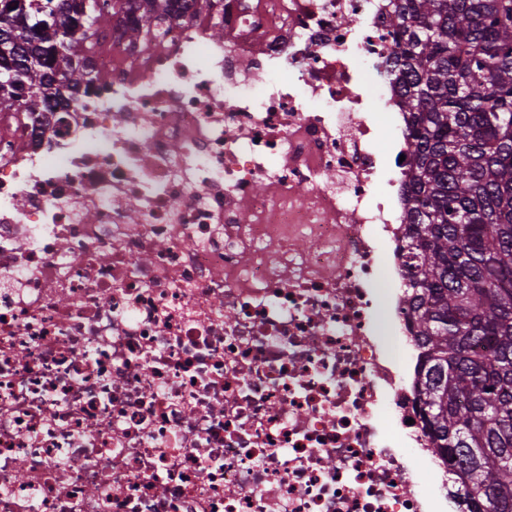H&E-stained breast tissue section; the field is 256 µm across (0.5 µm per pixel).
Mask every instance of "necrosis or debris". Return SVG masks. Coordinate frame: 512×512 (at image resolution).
I'll list each match as a JSON object with an SVG mask.
<instances>
[{
	"label": "necrosis or debris",
	"instance_id": "obj_1",
	"mask_svg": "<svg viewBox=\"0 0 512 512\" xmlns=\"http://www.w3.org/2000/svg\"><path fill=\"white\" fill-rule=\"evenodd\" d=\"M390 10L203 0L0 109V512H465L417 413Z\"/></svg>",
	"mask_w": 512,
	"mask_h": 512
}]
</instances>
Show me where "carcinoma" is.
Returning a JSON list of instances; mask_svg holds the SVG:
<instances>
[{
  "label": "carcinoma",
  "instance_id": "obj_1",
  "mask_svg": "<svg viewBox=\"0 0 512 512\" xmlns=\"http://www.w3.org/2000/svg\"><path fill=\"white\" fill-rule=\"evenodd\" d=\"M166 0H0V108L97 79L100 30L155 45ZM418 414L470 512H512V0H393Z\"/></svg>",
  "mask_w": 512,
  "mask_h": 512
}]
</instances>
